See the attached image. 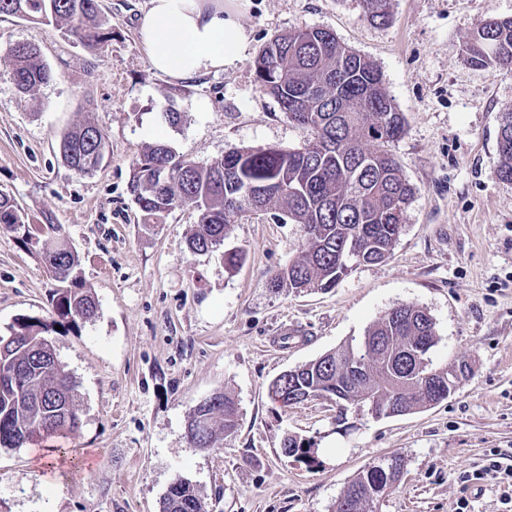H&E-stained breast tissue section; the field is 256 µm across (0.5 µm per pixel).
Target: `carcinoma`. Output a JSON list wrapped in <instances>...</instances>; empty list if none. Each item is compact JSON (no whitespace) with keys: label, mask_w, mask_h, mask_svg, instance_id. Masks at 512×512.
<instances>
[{"label":"carcinoma","mask_w":512,"mask_h":512,"mask_svg":"<svg viewBox=\"0 0 512 512\" xmlns=\"http://www.w3.org/2000/svg\"><path fill=\"white\" fill-rule=\"evenodd\" d=\"M388 0H361L363 16L384 24ZM52 26L74 36L88 51L109 38L99 0H0V16ZM468 65L481 70L512 69V18L480 20L463 49ZM11 76L23 95H32L51 78L40 49L29 43L7 50ZM261 89L307 133L304 144L235 148L200 165L178 158L163 142L143 150L132 163L129 191L143 223L158 224L177 206L193 209L197 228L188 241L192 253L222 246L232 225L256 210H278L302 226L301 255L277 270L268 285L277 290H328L353 269L384 262L404 228L413 188L392 151L405 131V117L387 95L378 67L322 28L288 31L267 42L254 60ZM105 148L102 129L75 127L60 141L65 162L80 174L99 167ZM499 163L495 176L512 182V107L501 113ZM25 216L0 192V224H24ZM41 246L55 280L56 317L86 321L97 305L73 277L78 259L59 224H40L20 238ZM435 323L414 304L391 308L359 339L285 374L268 386L271 401L284 411L329 394L363 412L371 407L400 408L405 415L427 408L448 388V367L434 364ZM76 385L57 358L48 327L20 318L8 338L0 337V447L47 443L78 431L82 420ZM236 402L218 393L190 413L187 438L197 448L213 447L217 430L238 426ZM310 439L288 435L283 452L315 462ZM404 460L384 458L350 481L335 512H377V505L399 480ZM160 512H207L189 482L176 478Z\"/></svg>","instance_id":"1"}]
</instances>
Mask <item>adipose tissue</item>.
Wrapping results in <instances>:
<instances>
[{"mask_svg": "<svg viewBox=\"0 0 512 512\" xmlns=\"http://www.w3.org/2000/svg\"><path fill=\"white\" fill-rule=\"evenodd\" d=\"M241 17L240 9L202 0H149L138 33L151 68L187 80L242 60L249 40Z\"/></svg>", "mask_w": 512, "mask_h": 512, "instance_id": "obj_1", "label": "adipose tissue"}]
</instances>
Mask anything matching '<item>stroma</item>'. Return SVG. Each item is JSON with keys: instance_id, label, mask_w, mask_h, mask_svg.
<instances>
[{"instance_id": "35a3bbf8", "label": "stroma", "mask_w": 512, "mask_h": 512, "mask_svg": "<svg viewBox=\"0 0 512 512\" xmlns=\"http://www.w3.org/2000/svg\"><path fill=\"white\" fill-rule=\"evenodd\" d=\"M110 33L97 52L72 35L0 17V56L38 45L52 70L21 96L0 59V191L33 224L62 225L95 316L53 332L72 375L82 426L62 448H0V512H160L187 480L208 512H332L366 465L405 458L380 512H507L504 487L464 481L490 453L512 462V184L498 180L500 112L512 70H476L463 46L476 24L512 18V0H389L392 20L368 22L360 0H248L249 48L236 67L190 80L153 70L137 30L148 0H100ZM318 27L372 60L406 118L395 143L414 195L391 257L358 267L327 291H274L268 279L301 251L300 225L274 210L234 225L223 250L189 252L196 214L173 209L146 224L128 192L132 162L154 142L200 164L236 147L296 148L306 133L256 81L253 60L272 38ZM91 122L106 136L99 168L76 173L59 148ZM243 251L234 269L224 249ZM58 288L38 248L0 229V337L18 318L49 322ZM411 303L432 317L433 361L467 363L447 400L402 416L361 411L336 423L335 401L281 410L268 386ZM239 407L236 431L191 445L188 417L213 393ZM317 441L308 467L284 435Z\"/></svg>"}]
</instances>
